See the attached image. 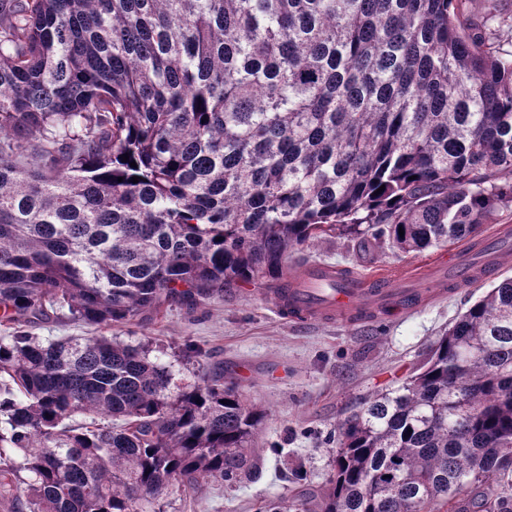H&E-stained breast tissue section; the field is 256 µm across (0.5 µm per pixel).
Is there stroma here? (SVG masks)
I'll use <instances>...</instances> for the list:
<instances>
[{"label":"stroma","instance_id":"obj_1","mask_svg":"<svg viewBox=\"0 0 512 512\" xmlns=\"http://www.w3.org/2000/svg\"><path fill=\"white\" fill-rule=\"evenodd\" d=\"M467 247L463 241L402 254L329 237L296 253L288 269L323 262L398 279L417 267L451 261ZM490 286L483 280L413 313L390 309L372 326L303 325L277 315L270 281L258 277L194 306L176 303L109 326L73 321L63 310L35 333L44 339L103 335L143 344L151 359L172 365L180 382L232 372L244 400L267 412L246 472L232 487L204 478L194 487L173 490L160 508L254 512L258 500L291 495L288 461L301 465L308 482L323 483L330 472V453L321 443L327 430L370 396L401 387L444 330ZM187 343L197 355L190 363L176 362L175 351Z\"/></svg>","mask_w":512,"mask_h":512}]
</instances>
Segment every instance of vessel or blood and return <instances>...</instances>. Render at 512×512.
<instances>
[{
  "instance_id": "1",
  "label": "vessel or blood",
  "mask_w": 512,
  "mask_h": 512,
  "mask_svg": "<svg viewBox=\"0 0 512 512\" xmlns=\"http://www.w3.org/2000/svg\"><path fill=\"white\" fill-rule=\"evenodd\" d=\"M420 276L426 287L406 288L401 281L383 275L343 276L338 267L311 264L290 278L285 291L277 293L276 309L286 319L303 324H359L376 319L389 307L409 313L426 305L430 297L447 294L433 268L423 269Z\"/></svg>"
}]
</instances>
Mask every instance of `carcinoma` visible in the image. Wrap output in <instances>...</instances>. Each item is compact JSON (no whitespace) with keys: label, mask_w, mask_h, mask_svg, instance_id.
<instances>
[{"label":"carcinoma","mask_w":512,"mask_h":512,"mask_svg":"<svg viewBox=\"0 0 512 512\" xmlns=\"http://www.w3.org/2000/svg\"><path fill=\"white\" fill-rule=\"evenodd\" d=\"M465 5L0 0L1 498L148 512L237 483L267 416L141 345L33 335L50 313L285 288L324 235L420 253L512 205V22ZM324 442L326 482L256 512H512V277Z\"/></svg>","instance_id":"1"}]
</instances>
